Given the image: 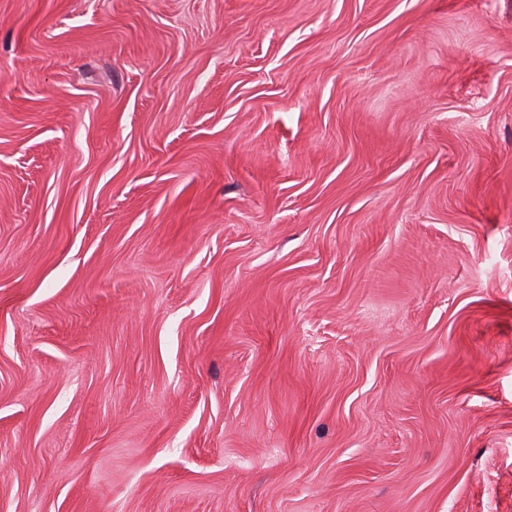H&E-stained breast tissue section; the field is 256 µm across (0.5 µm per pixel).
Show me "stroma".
Segmentation results:
<instances>
[{
	"label": "stroma",
	"instance_id": "1",
	"mask_svg": "<svg viewBox=\"0 0 512 512\" xmlns=\"http://www.w3.org/2000/svg\"><path fill=\"white\" fill-rule=\"evenodd\" d=\"M0 512H512V0H0Z\"/></svg>",
	"mask_w": 512,
	"mask_h": 512
}]
</instances>
